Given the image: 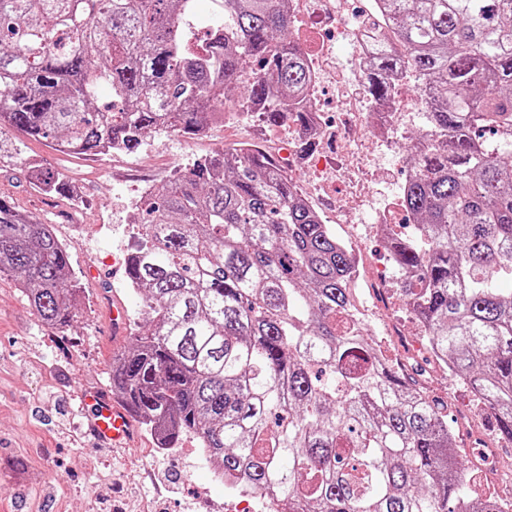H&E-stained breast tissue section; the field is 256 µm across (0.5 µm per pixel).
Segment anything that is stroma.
<instances>
[{"label":"stroma","instance_id":"obj_1","mask_svg":"<svg viewBox=\"0 0 512 512\" xmlns=\"http://www.w3.org/2000/svg\"><path fill=\"white\" fill-rule=\"evenodd\" d=\"M292 35L310 57L329 55L330 72L313 97L324 124L340 128L342 83L354 78L345 43L334 29L300 14ZM398 97L406 112L388 137L404 152L424 118L413 80H406ZM226 109L223 124L203 135L153 132L133 154L72 158L13 129L0 135V197L53 225L57 237L71 243L72 268L86 290L73 323L58 329L33 314L16 275L0 274V512H225L227 495L196 455L197 440L188 437L162 451L138 424L130 446L113 449L87 431L81 393L110 392L108 366L131 345L130 335H113L106 320L113 301L125 305L130 322L139 318L140 299L120 268L144 219L135 207L137 187L167 180L176 169L224 148L256 143L287 166L339 237L361 241L371 270L391 267L383 238L371 230L372 216L388 197V183L402 181L405 172L387 161L378 140L353 129L343 131L337 150L305 153L291 127H265L236 114L231 103ZM32 162L67 175L70 194L37 189L28 170ZM340 214L350 216V223H337ZM388 324L400 334L387 343V354H409L427 394L447 404L460 452L474 447L477 434L495 436L494 416L472 417L469 390L431 364L400 298L381 305L366 327L378 337Z\"/></svg>","mask_w":512,"mask_h":512}]
</instances>
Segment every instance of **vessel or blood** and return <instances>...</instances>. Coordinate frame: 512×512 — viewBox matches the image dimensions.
Returning a JSON list of instances; mask_svg holds the SVG:
<instances>
[{"instance_id":"obj_1","label":"vessel or blood","mask_w":512,"mask_h":512,"mask_svg":"<svg viewBox=\"0 0 512 512\" xmlns=\"http://www.w3.org/2000/svg\"><path fill=\"white\" fill-rule=\"evenodd\" d=\"M81 405L87 414V428L99 442L124 445L132 438V416L128 409L101 392H86Z\"/></svg>"}]
</instances>
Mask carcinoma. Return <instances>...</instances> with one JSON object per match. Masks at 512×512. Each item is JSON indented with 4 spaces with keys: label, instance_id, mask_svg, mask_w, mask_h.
Segmentation results:
<instances>
[{
    "label": "carcinoma",
    "instance_id": "carcinoma-1",
    "mask_svg": "<svg viewBox=\"0 0 512 512\" xmlns=\"http://www.w3.org/2000/svg\"><path fill=\"white\" fill-rule=\"evenodd\" d=\"M195 0H0V131L68 156L134 152L148 132L193 137L224 120L226 92L268 126L316 145L310 56L290 0H217L223 21L189 41ZM404 62L382 45L365 78L378 102L414 73L425 130L387 239L410 277L430 350L512 442V0H379ZM112 106L95 107L101 89ZM63 194L60 173H40ZM140 209L128 285L145 330L112 358V392L163 448L192 436L283 512H512L466 479L444 405L382 361L351 314L348 246L297 181L252 143L199 160ZM71 246L0 198V272L64 328L83 289Z\"/></svg>",
    "mask_w": 512,
    "mask_h": 512
}]
</instances>
